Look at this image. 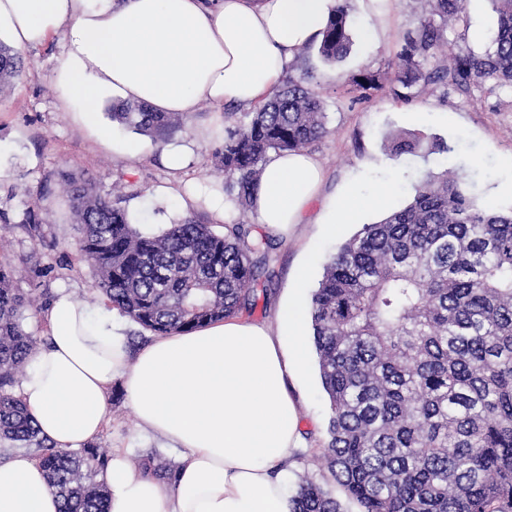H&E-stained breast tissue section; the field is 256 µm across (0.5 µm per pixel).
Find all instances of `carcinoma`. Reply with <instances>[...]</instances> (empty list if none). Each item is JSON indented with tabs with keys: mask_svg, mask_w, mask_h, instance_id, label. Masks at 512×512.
Instances as JSON below:
<instances>
[{
	"mask_svg": "<svg viewBox=\"0 0 512 512\" xmlns=\"http://www.w3.org/2000/svg\"><path fill=\"white\" fill-rule=\"evenodd\" d=\"M393 69V94L424 86L466 91L487 80L512 86V0H492V47L461 54L435 24L463 17V0H427ZM351 45L339 0L317 46L337 64ZM24 69L21 51L0 43V93ZM364 98L379 76L353 78ZM112 120L164 142L180 129L173 115L124 104ZM327 134L326 112L307 77L292 76L225 130L218 162L224 194L252 206L270 154L300 151ZM445 153L423 134L394 139L398 157L422 147ZM78 249L109 307L156 336L201 328L256 306L271 239L245 224L224 233L189 215L158 235L129 222L120 199L65 178ZM15 262L0 259V449L34 450L60 499L59 512H108L109 488L97 476L109 456L93 443L55 447L12 392L37 346L22 318L27 299L14 288ZM311 325L331 417L322 457L362 512H512V207L477 206L461 182L429 173L411 202L365 224L331 257L311 298ZM158 452L140 456L144 478L176 481ZM291 512H341L332 493L303 479Z\"/></svg>",
	"mask_w": 512,
	"mask_h": 512,
	"instance_id": "obj_1",
	"label": "carcinoma"
}]
</instances>
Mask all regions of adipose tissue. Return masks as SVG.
<instances>
[{
  "label": "adipose tissue",
  "instance_id": "ef3b65f1",
  "mask_svg": "<svg viewBox=\"0 0 512 512\" xmlns=\"http://www.w3.org/2000/svg\"><path fill=\"white\" fill-rule=\"evenodd\" d=\"M337 0H0V40L28 50L63 37L51 74L62 111L91 131L107 102L137 101L191 115L250 107L279 84L300 48L320 40ZM323 181L306 152L274 154L254 193L264 232L302 223ZM394 185L346 188L329 223L391 211ZM277 314L279 327L225 319L157 337L130 354L126 330L67 291L43 311L48 339L36 348L16 394L55 447L81 449L103 431L108 391L122 381L140 430L183 449L169 485L136 475L113 454L109 512H290L278 467L302 433L288 382L307 366L303 290ZM294 344L283 352L280 337ZM44 470L29 455L0 461V512H59Z\"/></svg>",
  "mask_w": 512,
  "mask_h": 512
}]
</instances>
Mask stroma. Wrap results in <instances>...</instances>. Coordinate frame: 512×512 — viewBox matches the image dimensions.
<instances>
[{
  "instance_id": "35a3bbf8",
  "label": "stroma",
  "mask_w": 512,
  "mask_h": 512,
  "mask_svg": "<svg viewBox=\"0 0 512 512\" xmlns=\"http://www.w3.org/2000/svg\"><path fill=\"white\" fill-rule=\"evenodd\" d=\"M464 19L449 23L446 37L455 50L481 53L489 49L497 28L492 0H465ZM348 24L352 40L345 60L337 65L324 62L316 49L298 53L291 76L310 73V87L318 93L327 114L328 133L311 143L307 151L321 166L324 181L317 200L303 224L286 235L274 236L272 278L261 292L248 321L276 328V314L292 293L298 267L308 266L312 282H319L329 257L357 231L353 225H337L328 234L324 220L336 195L351 185L363 195L378 182L393 181L397 205H406L414 187L429 172H448L457 177L478 205L487 208L512 206V197L495 195L506 156L512 154V87L485 83L462 94L438 85L410 90L408 99L396 98L389 87L360 98L353 76L389 71L407 34L418 26L427 10L426 0H386L382 10L363 14L357 0H348ZM383 31L379 45H368L363 37L368 27ZM61 52L60 36L25 51V71L10 91L0 96V254L17 262L15 285L31 300L23 311L25 329L45 339L47 328L39 316L58 290L71 292L91 309H99L102 295L95 289V275L81 257L77 241L81 227L69 207L63 178L70 175L91 183L110 197L121 196L124 206L138 219L146 234H160L183 216L175 197L144 207L143 202L161 185L219 187L224 174L215 154L224 145V130L248 122L247 109L235 107L228 114L213 112L201 104L186 117L180 131L161 143L144 137V155L120 158L60 111L57 91L50 81ZM22 139H15V132ZM421 133L441 138L446 153L419 149L393 157L389 145L393 135ZM194 142V154L184 169L174 172L165 164L168 146ZM36 216L37 228L27 219ZM290 390L299 407L302 447L294 449L284 464L289 486L300 477L332 491L342 512H361L316 458L328 441L331 410L322 389L317 364H310L305 378L291 382ZM109 422L98 442L106 450L122 449L136 458L158 448L163 456L179 461L181 453L161 448L159 441L140 432L135 415L119 385L108 393Z\"/></svg>"
}]
</instances>
